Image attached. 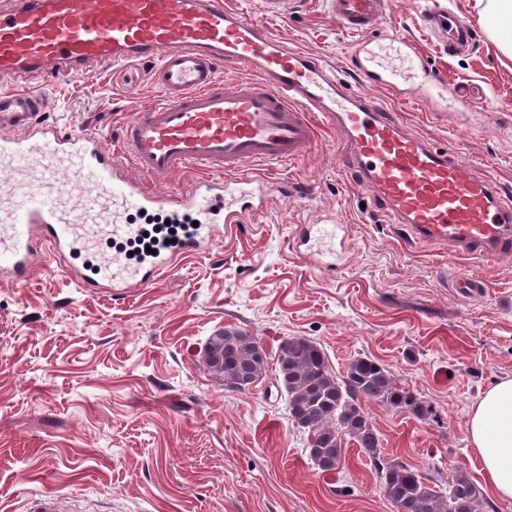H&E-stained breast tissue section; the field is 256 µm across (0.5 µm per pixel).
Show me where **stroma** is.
<instances>
[{
	"mask_svg": "<svg viewBox=\"0 0 512 512\" xmlns=\"http://www.w3.org/2000/svg\"><path fill=\"white\" fill-rule=\"evenodd\" d=\"M226 2L358 84L350 50L359 37L337 26L326 0H294L285 20L263 15L262 0ZM486 4L388 0L373 39L398 31L448 88L426 100L372 96L409 132L451 144L471 175L512 189V58L483 22ZM434 8L469 20L468 52L449 55L422 24ZM148 71L130 60L23 83L52 99L48 123L114 146L133 112L160 98ZM456 89L473 110L457 109ZM345 151L320 126L305 156L256 166L287 181L292 200L179 258L156 285L85 289L47 257L25 284L0 278V512H395L356 445H346L338 472L313 466L273 376L234 391L206 368L205 344L227 326L268 347L309 338L339 375L353 358L377 360L430 408L418 419L363 402L385 458L441 491L455 468L479 477L467 423L482 395L512 378V256L490 263L410 242L338 168ZM318 221L348 230L332 274L290 245L295 225ZM443 268L481 280L483 296L445 288Z\"/></svg>",
	"mask_w": 512,
	"mask_h": 512,
	"instance_id": "1",
	"label": "stroma"
}]
</instances>
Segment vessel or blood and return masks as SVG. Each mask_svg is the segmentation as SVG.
Here are the masks:
<instances>
[{"label": "vessel or blood", "instance_id": "vessel-or-blood-1", "mask_svg": "<svg viewBox=\"0 0 512 512\" xmlns=\"http://www.w3.org/2000/svg\"><path fill=\"white\" fill-rule=\"evenodd\" d=\"M328 4L352 33L374 29L386 13V0ZM423 21L446 36L449 52L472 39L448 11ZM131 59L151 64L161 99L123 125L117 151L94 134L43 122V94L0 92V166L10 173L0 182V275L13 283H25L42 255L80 259L77 225L98 223L109 205L201 216L188 238L146 260L73 270L85 288L156 284L178 256L267 207L269 181L248 176L246 166L298 158L318 121L348 144L342 166L412 242L445 243L490 262L512 253L511 193L467 174L455 151L407 132L321 58L288 48L224 0H0L1 77L87 75ZM224 66L248 76L219 80ZM355 67L363 83L393 91L414 79L424 88L443 83L394 33L360 43ZM191 168L209 180L169 189Z\"/></svg>", "mask_w": 512, "mask_h": 512}]
</instances>
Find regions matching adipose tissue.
<instances>
[{"instance_id":"adipose-tissue-1","label":"adipose tissue","mask_w":512,"mask_h":512,"mask_svg":"<svg viewBox=\"0 0 512 512\" xmlns=\"http://www.w3.org/2000/svg\"><path fill=\"white\" fill-rule=\"evenodd\" d=\"M467 433L480 456L486 489L512 499V379L484 393L470 415Z\"/></svg>"}]
</instances>
